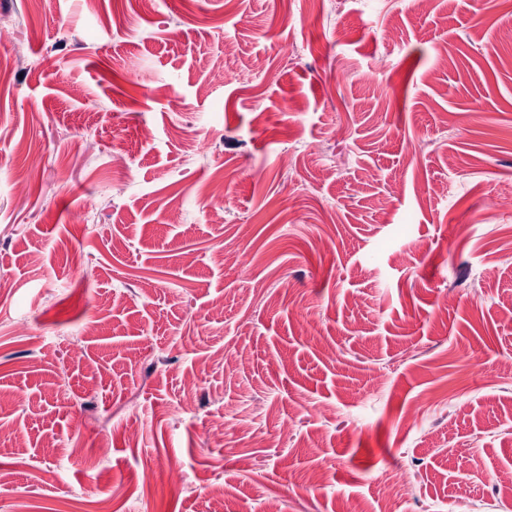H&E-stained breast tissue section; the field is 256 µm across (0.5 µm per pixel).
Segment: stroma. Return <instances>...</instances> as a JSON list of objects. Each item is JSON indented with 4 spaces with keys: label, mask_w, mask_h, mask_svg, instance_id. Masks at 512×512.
I'll use <instances>...</instances> for the list:
<instances>
[{
    "label": "stroma",
    "mask_w": 512,
    "mask_h": 512,
    "mask_svg": "<svg viewBox=\"0 0 512 512\" xmlns=\"http://www.w3.org/2000/svg\"><path fill=\"white\" fill-rule=\"evenodd\" d=\"M500 2L0 0V512H512Z\"/></svg>",
    "instance_id": "obj_1"
}]
</instances>
